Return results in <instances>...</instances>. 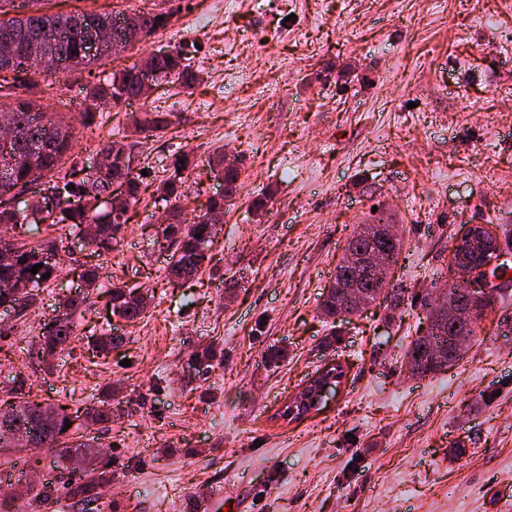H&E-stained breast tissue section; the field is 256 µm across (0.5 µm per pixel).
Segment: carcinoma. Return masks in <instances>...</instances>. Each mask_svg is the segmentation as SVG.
I'll return each mask as SVG.
<instances>
[{"label": "carcinoma", "mask_w": 512, "mask_h": 512, "mask_svg": "<svg viewBox=\"0 0 512 512\" xmlns=\"http://www.w3.org/2000/svg\"><path fill=\"white\" fill-rule=\"evenodd\" d=\"M43 0H0V37L14 36L17 49L13 64L7 69L0 68V100L4 101V110L14 124V134L7 144H0V196L16 198L30 190L38 181L44 184L49 196L34 199L32 207L44 208L43 220L50 226L68 224L75 228L84 225H96L94 235L87 238V245L94 253L109 252L118 242L122 227L127 224L130 207L140 200L142 178L132 165L109 171V180H101L96 171L84 172L78 166L74 152V127L64 117L58 115L46 122L42 121L40 99L52 89L53 80L76 69L86 68L105 58L107 55L88 58L82 55L83 45L100 36L101 32H112L114 39L133 45L117 24L116 12H97L83 10L87 22L77 26L72 22L71 14L48 13L38 9ZM163 13L151 10L140 11L142 30L149 37L165 26L161 20ZM39 31L44 35L42 50L65 63L63 69L36 72L28 65L25 36ZM148 69L156 80L177 78L188 84L193 80L190 64L180 50L153 56L148 60ZM141 93L140 68L133 64L118 72L105 83L88 88L89 105L83 113V127L89 129L102 117L101 107L118 99H130ZM172 113L147 112L144 118L135 121L132 135L143 132H164L171 125ZM208 163L218 174H224V195L209 201L207 209L224 212V202L231 200L240 188L239 173L234 168L224 167V153L218 149L208 157ZM188 167L187 158H179L173 164L171 173L163 178L157 191L166 198L179 201L185 193L188 176L184 174ZM122 187L120 195H114L113 184ZM106 196L109 205L103 209L91 210L86 201L87 190ZM161 233L157 239L164 241L169 251V261L165 270L170 280H186L198 274L205 260V250L212 242L215 225L207 220V213L194 216L191 220H175L160 225ZM38 226L27 222V216L11 205H0V246L6 245L13 251V261L0 262V283L12 281L17 287L9 289V294L0 291V306L13 309L18 318L26 316L34 306L47 280L42 278L50 273V278L58 275V269L43 261L46 250L58 251L55 240H38L35 231ZM378 251L384 254L389 266L398 263L401 253V241L375 239L353 234L345 253L336 265L334 283L328 289L320 303V312L332 322L348 321L359 314L361 308L345 299V285L354 279L360 281L365 290L366 304L389 300L398 305L400 294L391 287L390 281L373 279L363 271L353 267L356 255ZM43 264L38 272L31 273L32 267ZM150 295L136 293L124 285L112 284L110 301L112 314L127 322L142 319ZM88 300V294L80 293L63 297L58 302L59 312L49 318L41 328L35 343L29 349L30 361H36L51 369L49 358L70 344L78 336L73 314ZM456 334L453 328L429 338L416 337L408 346L404 362L408 372L416 377L448 370V366L458 362L462 354L455 353ZM124 338L116 336L106 329L100 334L90 336L89 342L100 352L107 353L123 344ZM221 358L216 347H208L195 354L189 367L197 370L209 367L211 362ZM27 378L17 374L13 386L0 396V448L10 444V435L3 431V424L10 429H24L45 437L44 447L57 451V457L67 461L66 472L55 480L40 486L26 484L23 495L27 497L30 512H42V509L58 502L59 496L81 506L83 512H101L103 504L97 489L100 484L112 480L114 459L92 470L93 477L86 475V463L95 454L94 445L86 441L71 443L75 431L71 429L79 418L77 413L63 404H45L25 398L24 389ZM102 427L112 422V406L102 403L88 407L83 411ZM69 429H64V426Z\"/></svg>", "instance_id": "1"}]
</instances>
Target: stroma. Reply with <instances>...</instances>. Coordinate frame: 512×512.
<instances>
[{"label":"stroma","mask_w":512,"mask_h":512,"mask_svg":"<svg viewBox=\"0 0 512 512\" xmlns=\"http://www.w3.org/2000/svg\"><path fill=\"white\" fill-rule=\"evenodd\" d=\"M156 6L171 14L163 29L62 77L46 111L78 124L89 84L178 46L199 78L159 83L80 129L75 150L87 163L122 141L132 118L174 116L145 141L137 167L148 189L112 252L91 257L69 233L40 303L21 321L0 308V393L21 372L41 402L111 401L108 429L90 434L116 461L101 489L114 512L512 507V334L497 328L512 300L486 310L448 371L416 378L403 363L462 227L512 225V0H230L215 15L210 0L188 12L177 0ZM220 146L238 160L240 189L200 272L168 281L157 222L200 214L223 194L208 165ZM182 155L189 179L174 202L156 187ZM377 209L404 241L392 272L400 302L327 323L319 309L336 264ZM91 260L101 277L82 336L107 328L125 343L104 356L81 338L40 370L29 343ZM119 280L153 294L137 322L108 304ZM210 345L224 364L196 373L188 361ZM277 349L283 357L270 360ZM334 360L347 377L321 410L279 420Z\"/></svg>","instance_id":"1"}]
</instances>
